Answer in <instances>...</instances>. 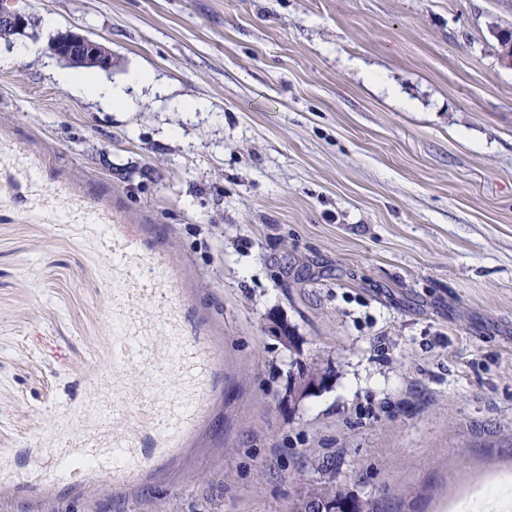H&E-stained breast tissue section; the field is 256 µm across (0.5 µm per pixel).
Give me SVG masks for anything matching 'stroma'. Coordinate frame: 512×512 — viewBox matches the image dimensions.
Instances as JSON below:
<instances>
[{
	"label": "stroma",
	"mask_w": 512,
	"mask_h": 512,
	"mask_svg": "<svg viewBox=\"0 0 512 512\" xmlns=\"http://www.w3.org/2000/svg\"><path fill=\"white\" fill-rule=\"evenodd\" d=\"M6 4L0 512H450L512 475V0ZM67 30L130 106L60 84ZM299 358L331 382L284 409ZM50 54L70 67L111 73L112 50L99 40L67 31L58 34L48 45ZM341 491H302L292 502L291 512H365L366 503L354 495H339Z\"/></svg>",
	"instance_id": "stroma-1"
}]
</instances>
